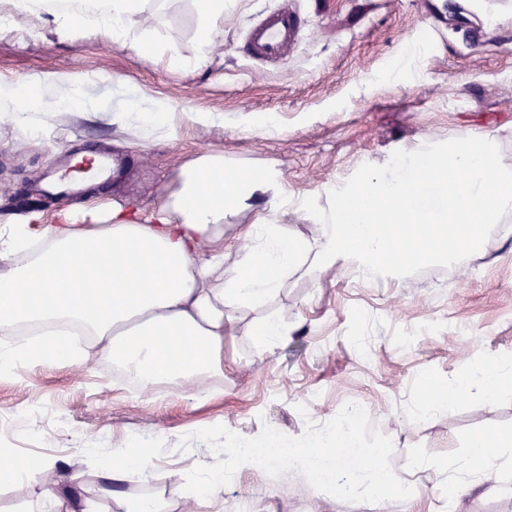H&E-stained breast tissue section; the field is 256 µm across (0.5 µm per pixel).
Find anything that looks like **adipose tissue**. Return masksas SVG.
Listing matches in <instances>:
<instances>
[{
	"instance_id": "1",
	"label": "adipose tissue",
	"mask_w": 512,
	"mask_h": 512,
	"mask_svg": "<svg viewBox=\"0 0 512 512\" xmlns=\"http://www.w3.org/2000/svg\"><path fill=\"white\" fill-rule=\"evenodd\" d=\"M9 3L12 18L52 25L64 36L107 35L114 21L149 31L157 21L142 0ZM193 4L201 50L188 67L195 70L224 31V0ZM74 84L72 75L48 72L0 87V112L26 125L34 113L50 119L73 111ZM45 85L57 88L54 102L41 96ZM282 192L279 173L246 167L228 174L223 153L208 152L180 167L176 189L152 215L88 203L62 210L51 224L38 213L0 224V374L23 363L81 366L100 356L135 379L141 393L195 385L199 397L218 396L210 380L224 375V339L241 314L257 313L251 336L264 353L291 333L269 304L308 263L332 264L342 255L366 279L394 276L408 266L392 255L407 231L426 241V262L477 251L479 238H450L448 227L493 224L511 210L512 171L490 139L460 137L414 175L400 168L373 173L353 201L329 199L317 233L298 235L265 216L236 225L243 245L225 266L226 219L261 197L276 204ZM510 381L511 361H479L439 389L435 405L448 408L474 391L490 396ZM152 459L148 450L117 449L100 496L125 512L120 484L133 473L149 476Z\"/></svg>"
}]
</instances>
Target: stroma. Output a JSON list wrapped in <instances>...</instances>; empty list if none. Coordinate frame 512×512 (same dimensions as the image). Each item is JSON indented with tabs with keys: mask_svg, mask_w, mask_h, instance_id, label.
<instances>
[{
	"mask_svg": "<svg viewBox=\"0 0 512 512\" xmlns=\"http://www.w3.org/2000/svg\"><path fill=\"white\" fill-rule=\"evenodd\" d=\"M284 1L305 22L301 39L278 63L250 59L246 29ZM144 8L157 28L118 44L98 33L64 40L49 26L0 28V86L44 72L81 79L80 113H60L42 130L0 114V222L34 211L53 222L63 205L42 187L88 152L121 155L124 165L117 180L79 190L77 202L146 213L203 153L223 152L229 168L280 171L285 205L270 216L304 235L330 193L350 195L400 157L426 162L460 136L494 139L512 168V0H224V36L191 74L183 65L200 50L191 0ZM134 107L164 108L165 128L112 123ZM482 236L479 253L417 264L404 280L361 281L341 259L324 274L294 276L271 302L291 334L257 354L255 315H241L224 340L232 372L209 400L190 386L144 400L108 361L20 366L0 377V421L12 423L0 448L82 469L81 494L92 498L113 450L140 441L154 477H129L127 498L159 495L164 512H179L187 474L216 461L205 443L180 449L184 435L221 425L252 438L267 425L298 437L356 402L391 439L392 467L414 489L408 500L347 502L297 472L241 467L206 512H448V474L469 458L471 439L512 431V387L440 410L421 386L446 384L479 358L512 359V212ZM499 454L502 468L481 474L458 512H512V447Z\"/></svg>",
	"mask_w": 512,
	"mask_h": 512,
	"instance_id": "1",
	"label": "stroma"
}]
</instances>
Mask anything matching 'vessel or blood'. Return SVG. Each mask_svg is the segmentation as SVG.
Here are the masks:
<instances>
[{
	"instance_id": "vessel-or-blood-1",
	"label": "vessel or blood",
	"mask_w": 512,
	"mask_h": 512,
	"mask_svg": "<svg viewBox=\"0 0 512 512\" xmlns=\"http://www.w3.org/2000/svg\"><path fill=\"white\" fill-rule=\"evenodd\" d=\"M302 26L288 6H280L246 35V49L250 58L269 61L281 54L284 47L301 36Z\"/></svg>"
}]
</instances>
